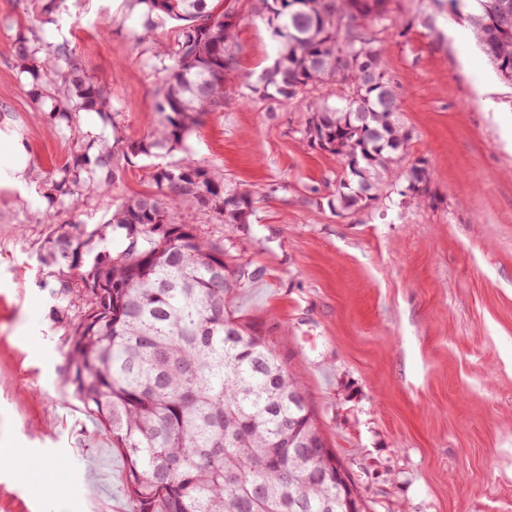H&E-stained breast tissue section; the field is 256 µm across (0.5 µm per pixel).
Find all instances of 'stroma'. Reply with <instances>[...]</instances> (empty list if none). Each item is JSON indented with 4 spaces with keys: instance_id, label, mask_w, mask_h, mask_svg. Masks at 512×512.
I'll return each mask as SVG.
<instances>
[{
    "instance_id": "35a3bbf8",
    "label": "stroma",
    "mask_w": 512,
    "mask_h": 512,
    "mask_svg": "<svg viewBox=\"0 0 512 512\" xmlns=\"http://www.w3.org/2000/svg\"><path fill=\"white\" fill-rule=\"evenodd\" d=\"M386 10L373 45L432 198L395 180L368 207H328L343 167L310 145L304 103L252 92L276 43L254 0H238L224 109L168 160L253 191L254 216L175 217L223 244L230 265L262 268L232 309L301 377L367 512H512V85L473 37L469 0ZM122 14L113 0H67L62 27H35L30 0H0V159L18 144L26 157L23 186L0 187V512H131L122 457L63 381L84 291L59 301L40 285L46 179L74 141L50 129L11 52L18 35L63 32L112 85V125L85 113L81 131L142 137L157 120L154 53L175 24L146 34ZM153 165L136 160L116 190L85 198L84 224L106 223L115 196L156 192Z\"/></svg>"
}]
</instances>
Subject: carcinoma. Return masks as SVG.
I'll return each mask as SVG.
<instances>
[{"instance_id": "cac0c4a2", "label": "carcinoma", "mask_w": 512, "mask_h": 512, "mask_svg": "<svg viewBox=\"0 0 512 512\" xmlns=\"http://www.w3.org/2000/svg\"><path fill=\"white\" fill-rule=\"evenodd\" d=\"M66 0H34L36 21L55 23ZM145 32L178 22L158 47L162 76L155 128L138 139L84 134L48 178L47 223L39 254L58 300L85 289L72 326L67 384L123 457L134 512H341L336 482L288 454L291 438L317 431L299 376L272 339L235 316L230 297L258 268L230 266L224 246L179 224L192 205L209 220L248 224L253 194L186 160L157 166L160 195L115 204L91 230L78 219L82 197L120 182L137 157L187 149L189 135L224 109V82L237 65L235 7L225 0H128ZM255 12L278 44L255 92L297 99L327 81L343 85L339 105L310 107L306 136L343 165L336 197L344 211L369 205L394 175L415 197L431 196L422 158L407 159L409 131L397 121L400 98L371 48L365 22L386 19V0H256ZM469 27L498 77L512 83V0H472ZM33 98L55 132L77 131L93 112L112 124V86L88 74L70 40L19 36L12 50ZM70 219L57 223L60 210ZM123 232L112 253L108 234Z\"/></svg>"}]
</instances>
